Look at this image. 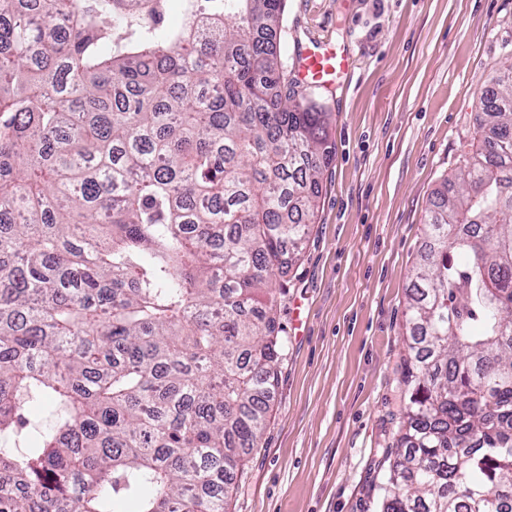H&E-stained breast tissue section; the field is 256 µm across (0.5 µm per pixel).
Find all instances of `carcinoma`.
<instances>
[{
	"instance_id": "carcinoma-1",
	"label": "carcinoma",
	"mask_w": 512,
	"mask_h": 512,
	"mask_svg": "<svg viewBox=\"0 0 512 512\" xmlns=\"http://www.w3.org/2000/svg\"><path fill=\"white\" fill-rule=\"evenodd\" d=\"M0 4V512H232L284 345L268 284L333 157L285 0ZM407 294L380 512L512 499V49ZM53 407L18 450L24 399Z\"/></svg>"
}]
</instances>
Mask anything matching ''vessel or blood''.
<instances>
[{"mask_svg":"<svg viewBox=\"0 0 512 512\" xmlns=\"http://www.w3.org/2000/svg\"><path fill=\"white\" fill-rule=\"evenodd\" d=\"M353 67V55L348 46L311 39L299 46L295 72L307 86L333 90Z\"/></svg>","mask_w":512,"mask_h":512,"instance_id":"1","label":"vessel or blood"}]
</instances>
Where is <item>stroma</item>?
Listing matches in <instances>:
<instances>
[{"label":"stroma","instance_id":"35a3bbf8","mask_svg":"<svg viewBox=\"0 0 512 512\" xmlns=\"http://www.w3.org/2000/svg\"><path fill=\"white\" fill-rule=\"evenodd\" d=\"M311 37L348 45L355 66L333 92L297 88L327 112L333 159L282 274L287 346L234 512H377L429 202L463 162L512 0H286L283 56Z\"/></svg>","mask_w":512,"mask_h":512}]
</instances>
